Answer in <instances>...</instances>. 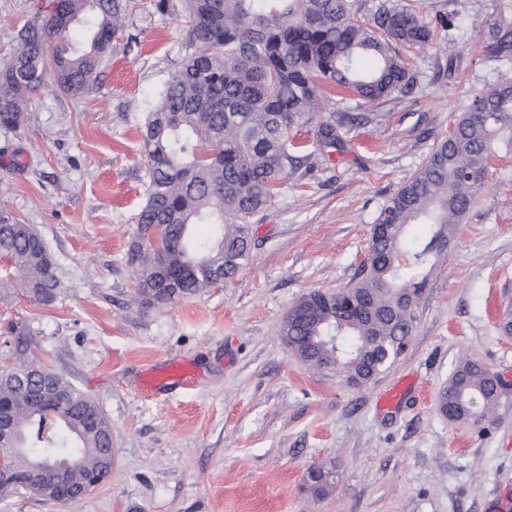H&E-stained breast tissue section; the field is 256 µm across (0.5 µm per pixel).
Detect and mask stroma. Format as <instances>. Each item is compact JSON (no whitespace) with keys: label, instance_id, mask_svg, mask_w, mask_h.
<instances>
[{"label":"stroma","instance_id":"1","mask_svg":"<svg viewBox=\"0 0 512 512\" xmlns=\"http://www.w3.org/2000/svg\"><path fill=\"white\" fill-rule=\"evenodd\" d=\"M130 0L124 29L95 87L71 97L47 84L24 129L0 134V213L48 243L62 293L43 306L0 300L8 327L89 395L112 429V478L59 506L31 494L0 512H512V149L429 274L400 360L362 388L316 372L284 344L289 308L313 290L347 286L368 254L386 201L426 162L472 91L498 74L470 45L491 0H456L466 44L456 61L428 50L408 97L380 125L352 130L306 179L288 180L253 218L256 246L231 280L164 307L131 303L125 260L146 198L140 128L187 42L180 0ZM52 0H0V57ZM483 362L502 390L480 424L449 423L438 393L461 358ZM191 363L194 383L160 381ZM416 377L398 405L379 397ZM334 465L335 488L313 499L308 469Z\"/></svg>","mask_w":512,"mask_h":512}]
</instances>
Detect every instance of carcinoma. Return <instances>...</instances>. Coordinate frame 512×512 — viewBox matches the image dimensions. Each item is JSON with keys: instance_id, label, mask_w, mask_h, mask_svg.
<instances>
[{"instance_id": "obj_1", "label": "carcinoma", "mask_w": 512, "mask_h": 512, "mask_svg": "<svg viewBox=\"0 0 512 512\" xmlns=\"http://www.w3.org/2000/svg\"><path fill=\"white\" fill-rule=\"evenodd\" d=\"M128 0H63V13L24 25L0 68V131L17 130L31 96L48 80L80 97L97 84L123 28ZM185 55L164 84L141 130L147 154L146 201L127 250L134 300L167 306L235 277L255 246L252 216L266 211L282 184L319 167L296 132L313 127L319 144L343 150L351 129L382 120L380 108L410 94L427 47L448 52L453 68L464 29L439 5L432 19L404 0L363 11L362 0H185ZM500 74L475 93L427 162L387 200L372 229L357 278L338 292L313 290L284 317L280 335L301 360L350 387L376 380L403 354L417 321L426 268L445 255L456 225L484 188L490 158L512 147V0H492L476 42ZM372 107V112H352ZM428 232L406 243L407 229ZM0 293L13 283L39 305L61 293L58 267L28 224L0 216ZM12 372L0 377V404L13 422L10 445L24 490L48 492L58 469L81 485L106 469L111 428L97 404L58 372L42 367L27 333L16 332ZM51 388L56 402L42 404ZM498 389L487 367L461 360L439 391L452 419L471 409L491 416ZM334 467L309 470L307 489L322 499Z\"/></svg>"}]
</instances>
